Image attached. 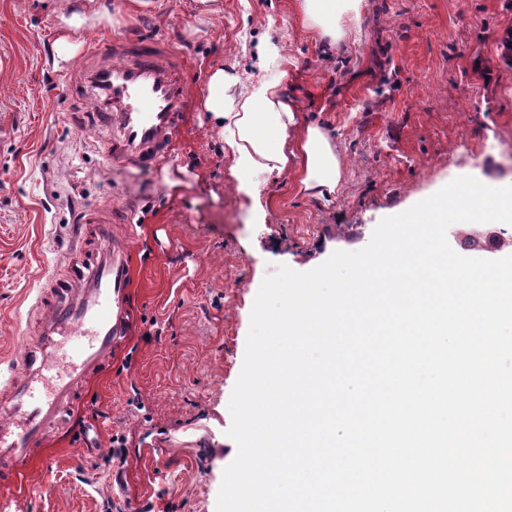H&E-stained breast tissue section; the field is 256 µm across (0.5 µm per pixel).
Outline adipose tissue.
Here are the masks:
<instances>
[{"instance_id": "obj_1", "label": "adipose tissue", "mask_w": 512, "mask_h": 512, "mask_svg": "<svg viewBox=\"0 0 512 512\" xmlns=\"http://www.w3.org/2000/svg\"><path fill=\"white\" fill-rule=\"evenodd\" d=\"M364 0H301L302 21L310 31L335 45L359 39ZM257 72L246 85L214 70L207 84L204 108L218 122L233 160L240 187L255 174L293 172L294 188L323 199L335 194L344 161L335 140L318 125L299 120L300 107L283 84L287 62L282 45L265 41L257 48Z\"/></svg>"}]
</instances>
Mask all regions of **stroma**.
<instances>
[{"label":"stroma","instance_id":"stroma-1","mask_svg":"<svg viewBox=\"0 0 512 512\" xmlns=\"http://www.w3.org/2000/svg\"><path fill=\"white\" fill-rule=\"evenodd\" d=\"M82 13L68 29L63 17ZM359 42L329 46L298 0H0V369L18 353L36 290L58 276L85 207L134 201L129 333L88 378L65 425L0 489L20 512H216L237 453L229 401L266 276L306 272L365 247L379 222L459 176L512 185V0H364ZM167 37L188 59L191 106L170 162L107 167L67 120L63 76L105 37ZM288 54L284 84L302 123L335 137L346 163L330 200L291 175L238 190L203 107L211 72L247 81L256 45ZM125 441L110 458L111 439Z\"/></svg>","mask_w":512,"mask_h":512}]
</instances>
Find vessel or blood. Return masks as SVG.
Instances as JSON below:
<instances>
[{
	"label": "vessel or blood",
	"instance_id": "b4317fda",
	"mask_svg": "<svg viewBox=\"0 0 512 512\" xmlns=\"http://www.w3.org/2000/svg\"><path fill=\"white\" fill-rule=\"evenodd\" d=\"M187 69L162 38H110L86 47L64 80L76 99L95 103L87 134L102 139L110 166L151 171L169 160L188 103ZM125 221L112 208L89 209L59 257L68 277L36 296L37 329L14 372L0 377V485L15 482L128 333L131 237L112 230Z\"/></svg>",
	"mask_w": 512,
	"mask_h": 512
}]
</instances>
